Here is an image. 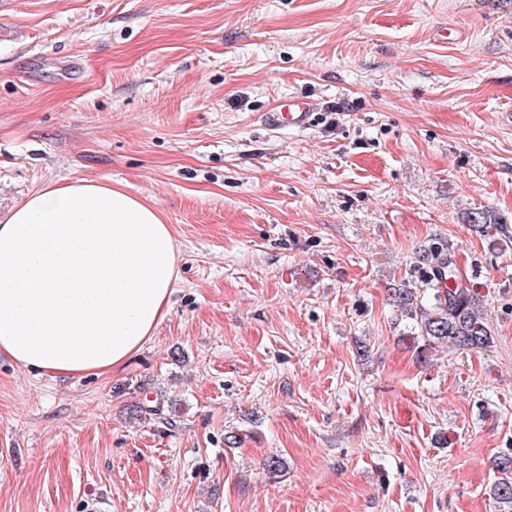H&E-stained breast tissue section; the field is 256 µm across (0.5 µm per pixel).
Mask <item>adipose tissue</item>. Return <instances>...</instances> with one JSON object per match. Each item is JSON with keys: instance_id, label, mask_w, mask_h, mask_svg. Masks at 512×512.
I'll return each mask as SVG.
<instances>
[{"instance_id": "1", "label": "adipose tissue", "mask_w": 512, "mask_h": 512, "mask_svg": "<svg viewBox=\"0 0 512 512\" xmlns=\"http://www.w3.org/2000/svg\"><path fill=\"white\" fill-rule=\"evenodd\" d=\"M178 257L122 185L40 187L0 222V355L62 377L120 368L169 315Z\"/></svg>"}]
</instances>
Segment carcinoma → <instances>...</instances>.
Segmentation results:
<instances>
[{"label":"carcinoma","mask_w":512,"mask_h":512,"mask_svg":"<svg viewBox=\"0 0 512 512\" xmlns=\"http://www.w3.org/2000/svg\"><path fill=\"white\" fill-rule=\"evenodd\" d=\"M467 228L501 246L512 239L507 224L494 211L475 209L466 216ZM389 296L396 307L414 321V339L424 348L448 343L464 349H487L494 339L480 309L479 292L473 277L461 274L454 249L446 240L423 248L416 257L411 278L390 284ZM500 476L489 496L512 506V456L495 461Z\"/></svg>","instance_id":"obj_1"}]
</instances>
